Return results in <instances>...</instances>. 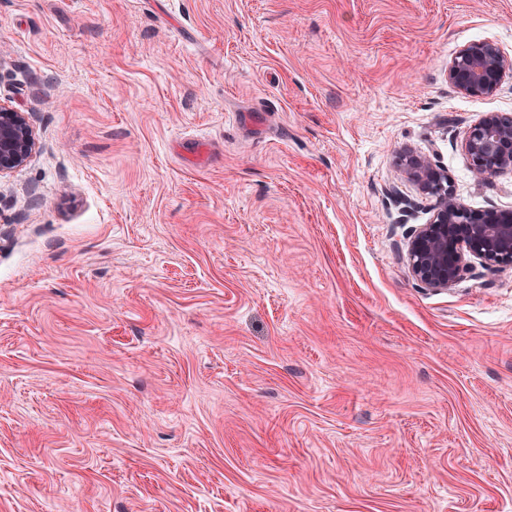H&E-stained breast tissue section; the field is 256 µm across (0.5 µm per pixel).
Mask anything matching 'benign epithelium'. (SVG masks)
I'll use <instances>...</instances> for the list:
<instances>
[{"label": "benign epithelium", "instance_id": "7a95c632", "mask_svg": "<svg viewBox=\"0 0 512 512\" xmlns=\"http://www.w3.org/2000/svg\"><path fill=\"white\" fill-rule=\"evenodd\" d=\"M512 78V57L497 44L472 43L448 62V81L460 93H494ZM36 146L25 113L0 103V176L24 166ZM473 174L479 179L512 172V117L485 112L470 126L463 142ZM401 166L420 191L433 200L429 221L408 237L406 262L424 288L448 290L474 271L476 259L488 270L512 266V210L474 211L454 196L448 177L423 156L405 153Z\"/></svg>", "mask_w": 512, "mask_h": 512}]
</instances>
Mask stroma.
Returning a JSON list of instances; mask_svg holds the SVG:
<instances>
[{
    "label": "stroma",
    "instance_id": "35a3bbf8",
    "mask_svg": "<svg viewBox=\"0 0 512 512\" xmlns=\"http://www.w3.org/2000/svg\"><path fill=\"white\" fill-rule=\"evenodd\" d=\"M512 0H0V512H512V267L431 291L461 48ZM35 146L34 130L25 113L0 102V177L24 166Z\"/></svg>",
    "mask_w": 512,
    "mask_h": 512
}]
</instances>
